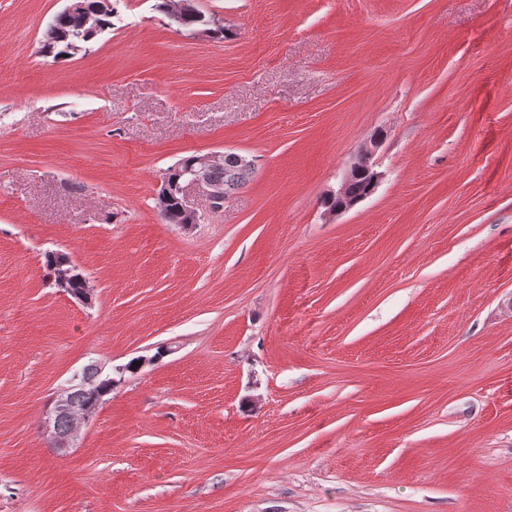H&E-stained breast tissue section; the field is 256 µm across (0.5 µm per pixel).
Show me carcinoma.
Segmentation results:
<instances>
[{
	"mask_svg": "<svg viewBox=\"0 0 512 512\" xmlns=\"http://www.w3.org/2000/svg\"><path fill=\"white\" fill-rule=\"evenodd\" d=\"M119 2L120 0H112L110 12L98 14L95 11L96 0H83L86 5L83 12L63 14L56 18V26L59 32L58 40L52 43L42 41L38 53L45 57L51 56L57 60L73 56L74 50L70 48L72 43L76 42L83 45L114 26L113 19L118 17ZM207 21L208 18L206 17L194 14L185 15L179 25L176 26V32L184 35L193 29H207L209 28ZM226 35L227 30L224 27H214L211 29L210 38L222 40L226 38ZM251 174L252 171L239 166L238 162L230 155L224 158L222 165L210 172L213 181L224 185V193L226 194L245 185ZM367 192L368 185L360 177L352 178L344 186V197L353 202L365 197ZM158 212L165 224H188L192 220V216L182 208L177 195L171 196L165 206L158 209ZM83 370L86 381L78 383V387L73 393V400L79 406L88 404L95 409L102 398L112 391L113 383L108 378L97 376L96 366L92 363L84 366Z\"/></svg>",
	"mask_w": 512,
	"mask_h": 512,
	"instance_id": "obj_1",
	"label": "carcinoma"
}]
</instances>
